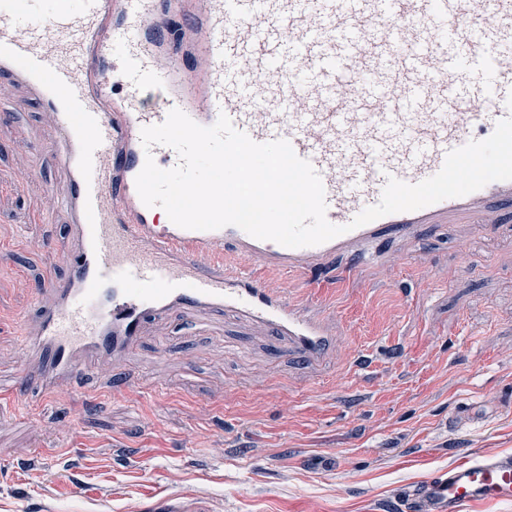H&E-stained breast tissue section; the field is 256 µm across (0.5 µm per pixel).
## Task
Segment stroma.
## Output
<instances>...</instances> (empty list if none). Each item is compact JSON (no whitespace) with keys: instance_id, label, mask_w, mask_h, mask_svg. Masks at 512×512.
<instances>
[{"instance_id":"stroma-1","label":"stroma","mask_w":512,"mask_h":512,"mask_svg":"<svg viewBox=\"0 0 512 512\" xmlns=\"http://www.w3.org/2000/svg\"><path fill=\"white\" fill-rule=\"evenodd\" d=\"M54 124L0 77V512H406L468 452L512 455V222L421 227L374 265L259 270L336 338L323 368L219 312L148 325L44 398L16 385L36 288L62 278Z\"/></svg>"}]
</instances>
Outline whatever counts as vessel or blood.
<instances>
[{"instance_id": "1", "label": "vessel or blood", "mask_w": 512, "mask_h": 512, "mask_svg": "<svg viewBox=\"0 0 512 512\" xmlns=\"http://www.w3.org/2000/svg\"><path fill=\"white\" fill-rule=\"evenodd\" d=\"M177 41L161 0H0V76L50 112L66 173L56 194L71 224L69 274L34 296L17 334L46 394L97 360H121L145 326L187 311L232 314L277 336L289 355L323 361L334 338L320 320L264 288L252 265L295 272L338 255L369 261L420 224H495L512 181L358 228L388 176L436 174L448 151L489 137L512 115V0H191ZM180 109L199 125L227 115L264 143L283 139L311 163L326 216L350 230L288 248L235 226L189 230L158 221L135 179L143 128ZM242 258L224 272L220 249ZM428 512L512 502V455L471 456L406 493Z\"/></svg>"}]
</instances>
